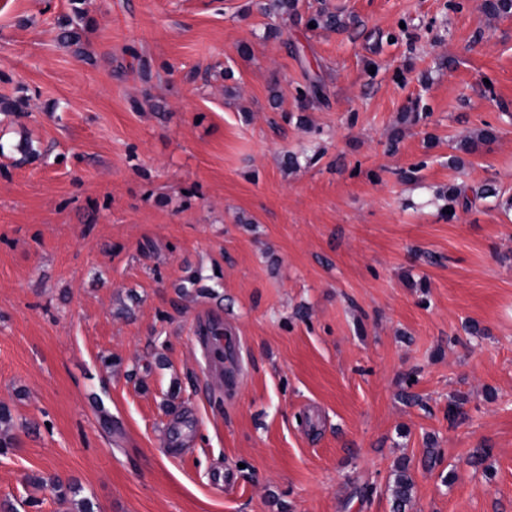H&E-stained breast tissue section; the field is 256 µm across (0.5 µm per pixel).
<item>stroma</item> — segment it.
<instances>
[{"label": "stroma", "mask_w": 512, "mask_h": 512, "mask_svg": "<svg viewBox=\"0 0 512 512\" xmlns=\"http://www.w3.org/2000/svg\"><path fill=\"white\" fill-rule=\"evenodd\" d=\"M483 3L82 0V61L70 0H0V96L28 99L0 112V501L77 512L58 477L95 512H391L404 459L406 512H512V210L440 197H512V16ZM195 272L212 294H179ZM78 1L80 0H72L73 17L69 18L66 23L62 25L59 40L68 46H75L73 52L80 60H90L81 43V34L79 30L86 27L87 22H85L84 12L79 7L74 6ZM499 190L494 183H486L481 189L480 195H476L474 199H470L466 193V190L462 187L450 186L446 193L445 198L448 199V216H454L456 207L461 206L464 209L472 207L473 203L477 198H499ZM15 427L14 417L11 409L5 405L0 404V453L4 454L9 448L15 446V434L13 429ZM394 486L392 488V509L394 512H405L407 505L411 500L413 483L408 475V465L406 461L397 464L395 470ZM52 485L57 492L58 498L63 501L72 500L77 506L78 512H94V505L88 498L75 499L81 492V486L76 481L69 480L64 483L56 479Z\"/></svg>", "instance_id": "1"}]
</instances>
